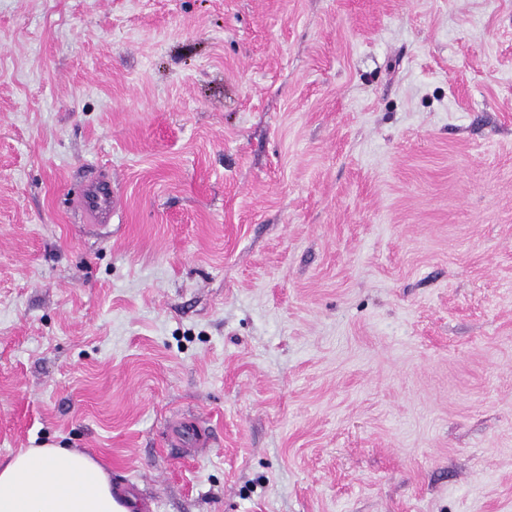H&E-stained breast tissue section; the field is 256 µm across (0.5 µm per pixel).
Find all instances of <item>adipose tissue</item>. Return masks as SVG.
I'll use <instances>...</instances> for the list:
<instances>
[{"label":"adipose tissue","instance_id":"1","mask_svg":"<svg viewBox=\"0 0 512 512\" xmlns=\"http://www.w3.org/2000/svg\"><path fill=\"white\" fill-rule=\"evenodd\" d=\"M105 468L66 448H27L0 463V512H136Z\"/></svg>","mask_w":512,"mask_h":512}]
</instances>
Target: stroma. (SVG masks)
I'll return each instance as SVG.
<instances>
[{
  "label": "stroma",
  "instance_id": "35a3bbf8",
  "mask_svg": "<svg viewBox=\"0 0 512 512\" xmlns=\"http://www.w3.org/2000/svg\"><path fill=\"white\" fill-rule=\"evenodd\" d=\"M43 447L151 512H512V0H0ZM82 211L94 222L105 224L108 222L112 206L116 199L112 196L110 182L105 178L94 180L88 186L86 192L77 200Z\"/></svg>",
  "mask_w": 512,
  "mask_h": 512
}]
</instances>
